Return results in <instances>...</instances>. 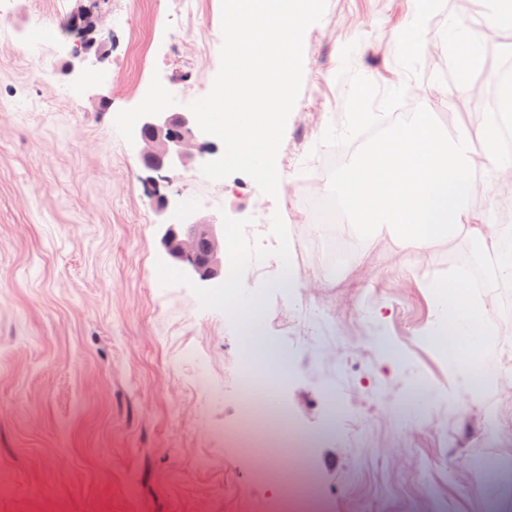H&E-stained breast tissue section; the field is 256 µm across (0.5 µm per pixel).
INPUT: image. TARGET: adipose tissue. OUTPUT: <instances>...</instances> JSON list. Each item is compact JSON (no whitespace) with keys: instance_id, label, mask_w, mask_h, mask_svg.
Masks as SVG:
<instances>
[{"instance_id":"adipose-tissue-1","label":"adipose tissue","mask_w":512,"mask_h":512,"mask_svg":"<svg viewBox=\"0 0 512 512\" xmlns=\"http://www.w3.org/2000/svg\"><path fill=\"white\" fill-rule=\"evenodd\" d=\"M457 69L459 96L470 95L471 77L483 70L484 44L472 27L454 24L448 42ZM512 171V155L501 148V130L489 123L480 142L468 134L444 136L432 112L415 113L403 130L377 140L361 160L341 177L340 205L350 223L363 234L387 232L391 246L415 257L436 242L469 238L492 256L493 283H512V225L493 224L475 215L469 203L476 192H488L476 180V169ZM436 299L455 297L454 312L437 314L440 340L457 363L456 350L484 347L495 333L486 309L472 304L465 284L454 279L432 281Z\"/></svg>"}]
</instances>
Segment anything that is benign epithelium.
Listing matches in <instances>:
<instances>
[{"label":"benign epithelium","mask_w":512,"mask_h":512,"mask_svg":"<svg viewBox=\"0 0 512 512\" xmlns=\"http://www.w3.org/2000/svg\"><path fill=\"white\" fill-rule=\"evenodd\" d=\"M71 26L86 34L93 32L96 27L93 11L72 16ZM94 45L95 41L89 40L82 51L72 55L70 73L80 72L79 66L91 56L102 58V52ZM203 136L191 113L153 108L142 113L140 126L135 130L141 159L148 170L157 174L186 168L196 159L214 153V146L203 140ZM156 207L161 212L173 210L181 214L179 225L183 232L170 224L164 233L167 254L202 281L219 277L224 270V225L215 220L196 219L166 196L158 197Z\"/></svg>","instance_id":"7a95c632"}]
</instances>
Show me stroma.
<instances>
[{
    "mask_svg": "<svg viewBox=\"0 0 512 512\" xmlns=\"http://www.w3.org/2000/svg\"><path fill=\"white\" fill-rule=\"evenodd\" d=\"M88 9L106 53L74 81L65 65L84 40L67 23ZM411 17V0H327L304 35L277 197L197 164L160 191L235 226L224 259L292 366L278 398L315 440L325 512H512V373L477 396L428 343L427 283L454 275L469 241L412 262L345 221L351 244L333 264L299 220L361 158L363 114L381 124L454 97L456 71L440 68L451 0L413 54L398 38ZM221 44V0H0V512H274L271 461L227 439L242 425L243 322L224 312V278L200 281L167 255L175 216L158 217L134 139L148 105L184 112L209 93ZM283 229L306 246L285 293ZM304 303L331 311L342 372L290 329ZM290 247V241L288 240V234L284 231L278 237V256L281 263V277L278 282L274 285L275 288H279L284 292H288V288H295V281L290 272L288 266V250Z\"/></svg>",
    "mask_w": 512,
    "mask_h": 512,
    "instance_id": "stroma-1",
    "label": "stroma"
}]
</instances>
